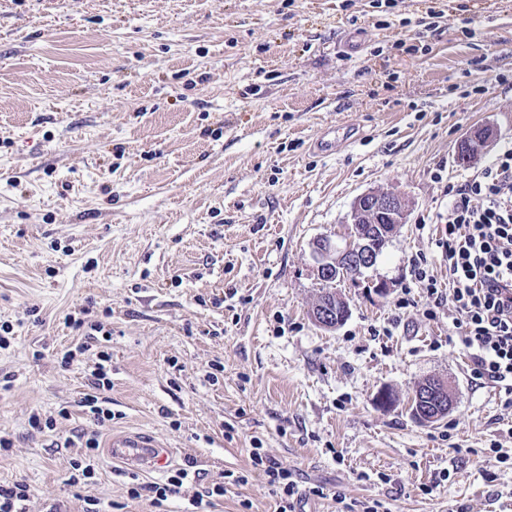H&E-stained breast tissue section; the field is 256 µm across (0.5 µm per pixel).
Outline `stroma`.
Returning <instances> with one entry per match:
<instances>
[{"label": "stroma", "instance_id": "1", "mask_svg": "<svg viewBox=\"0 0 512 512\" xmlns=\"http://www.w3.org/2000/svg\"><path fill=\"white\" fill-rule=\"evenodd\" d=\"M480 125L512 143V0H0V323L14 337L0 376H16L0 388L13 442L0 483L30 485L26 512H83L89 498L155 512L126 488L165 473L103 452L91 482L63 483L90 426L88 368L106 352L112 430L150 431L169 468L201 473L165 512L229 474L248 481L210 512H276L255 441L300 488L323 487L304 512H336L338 494L391 512H512V465L486 453L500 434L512 448L504 387L471 379L412 272L417 256L445 272L448 188L494 156L455 160ZM336 127L350 140L320 152ZM371 189L411 206L371 274L390 289L338 284L351 313L326 331L309 315L313 243L341 240ZM88 303L110 340L66 325ZM433 377L453 405L424 426L409 405ZM35 413L55 431L33 430Z\"/></svg>", "mask_w": 512, "mask_h": 512}]
</instances>
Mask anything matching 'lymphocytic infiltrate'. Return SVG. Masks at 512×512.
Segmentation results:
<instances>
[{
    "label": "lymphocytic infiltrate",
    "mask_w": 512,
    "mask_h": 512,
    "mask_svg": "<svg viewBox=\"0 0 512 512\" xmlns=\"http://www.w3.org/2000/svg\"><path fill=\"white\" fill-rule=\"evenodd\" d=\"M447 282H438L422 258H414V276L432 300L426 309L436 317L438 308L453 313V334L472 358V376L504 384L500 402L504 415L512 417V145H503L494 159L466 184L458 187L445 225ZM90 393L84 396L92 428L81 439L85 452L73 460L66 479L69 487L87 484L96 474L100 430L112 421L110 408L101 406L98 393L112 387L102 364L90 370ZM254 467L262 470L279 499V512H298L310 496H322V488L300 489L290 470L251 448ZM196 473L191 467L172 470L165 482L139 483L128 488L132 499L150 498L162 506Z\"/></svg>",
    "instance_id": "lymphocytic-infiltrate-1"
}]
</instances>
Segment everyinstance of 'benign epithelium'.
<instances>
[{
    "label": "benign epithelium",
    "instance_id": "obj_1",
    "mask_svg": "<svg viewBox=\"0 0 512 512\" xmlns=\"http://www.w3.org/2000/svg\"><path fill=\"white\" fill-rule=\"evenodd\" d=\"M495 139L494 128L487 125L480 127L478 132L470 131L457 148L460 162L470 164L472 158L488 149ZM409 213V203L399 193L367 190L352 203L344 242H334L327 237L314 242L317 278L331 287L310 311L316 325L333 330L344 322L350 308L336 290V283L349 279L357 285L362 284L365 273L375 268L383 248L400 225L407 223ZM450 405L448 384L432 379L415 390L411 412L422 423L434 424L448 415Z\"/></svg>",
    "mask_w": 512,
    "mask_h": 512
}]
</instances>
